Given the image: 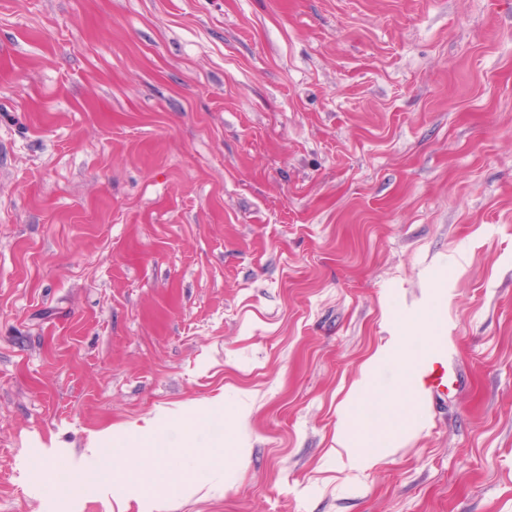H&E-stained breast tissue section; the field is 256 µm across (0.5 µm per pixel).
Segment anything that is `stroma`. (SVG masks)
<instances>
[{"instance_id": "obj_1", "label": "stroma", "mask_w": 512, "mask_h": 512, "mask_svg": "<svg viewBox=\"0 0 512 512\" xmlns=\"http://www.w3.org/2000/svg\"><path fill=\"white\" fill-rule=\"evenodd\" d=\"M434 308L463 389L343 470ZM0 512H512V0H0Z\"/></svg>"}]
</instances>
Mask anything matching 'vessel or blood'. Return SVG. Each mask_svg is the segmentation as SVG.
Masks as SVG:
<instances>
[{"mask_svg":"<svg viewBox=\"0 0 512 512\" xmlns=\"http://www.w3.org/2000/svg\"><path fill=\"white\" fill-rule=\"evenodd\" d=\"M411 384L418 401L435 400L455 389L458 378L454 363L440 337H429L425 348L414 362Z\"/></svg>","mask_w":512,"mask_h":512,"instance_id":"1","label":"vessel or blood"}]
</instances>
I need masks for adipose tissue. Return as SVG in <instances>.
Masks as SVG:
<instances>
[{
	"label": "adipose tissue",
	"instance_id": "obj_1",
	"mask_svg": "<svg viewBox=\"0 0 512 512\" xmlns=\"http://www.w3.org/2000/svg\"><path fill=\"white\" fill-rule=\"evenodd\" d=\"M412 337L393 336L366 358L360 377L341 404L336 442L344 448L348 465L367 467L377 462L382 449L396 447L416 431L414 397L409 372L414 361ZM401 363L396 384L384 386L377 380L381 369Z\"/></svg>",
	"mask_w": 512,
	"mask_h": 512
}]
</instances>
